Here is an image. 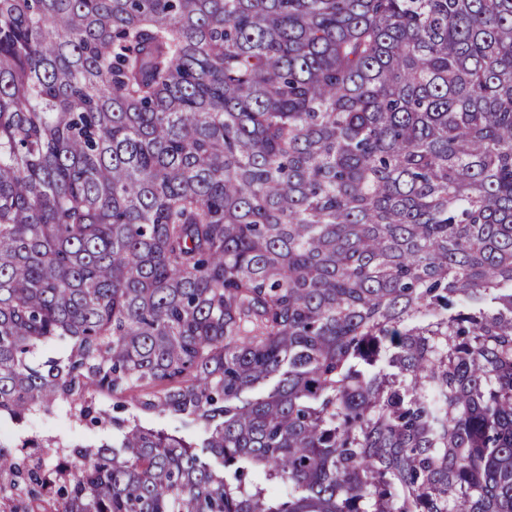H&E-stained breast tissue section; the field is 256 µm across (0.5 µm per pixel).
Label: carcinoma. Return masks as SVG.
Instances as JSON below:
<instances>
[{
	"mask_svg": "<svg viewBox=\"0 0 512 512\" xmlns=\"http://www.w3.org/2000/svg\"><path fill=\"white\" fill-rule=\"evenodd\" d=\"M59 411L0 512H512V0H0V418ZM144 422L156 429H163L169 433L186 437H194L199 434L201 427L198 425H185L178 417L149 415L144 417ZM25 431L30 434H57L64 433L74 435L76 438L85 440H95L102 434L98 429L77 426L71 428V423L67 418L46 419L42 417H31L26 422Z\"/></svg>",
	"mask_w": 512,
	"mask_h": 512,
	"instance_id": "1",
	"label": "carcinoma"
}]
</instances>
